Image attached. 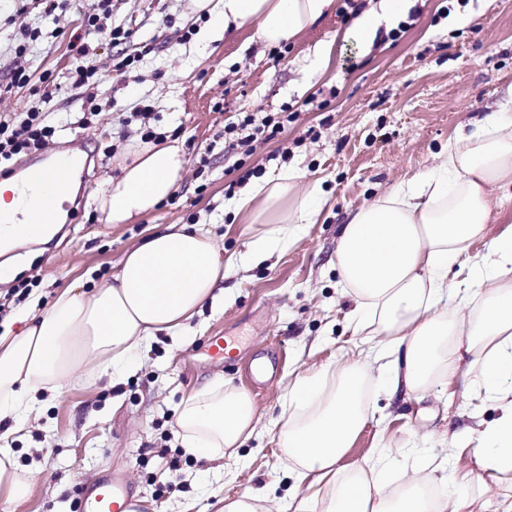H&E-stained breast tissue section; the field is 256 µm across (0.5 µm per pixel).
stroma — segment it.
Listing matches in <instances>:
<instances>
[{
	"instance_id": "35a3bbf8",
	"label": "stroma",
	"mask_w": 512,
	"mask_h": 512,
	"mask_svg": "<svg viewBox=\"0 0 512 512\" xmlns=\"http://www.w3.org/2000/svg\"><path fill=\"white\" fill-rule=\"evenodd\" d=\"M335 2L334 11L282 56L260 43L251 24L212 41L186 71L182 64L192 44L179 41L176 32L202 26L188 17L189 0H114V20L131 36L118 46L98 42L96 102L102 112L84 128L78 119L86 93L67 75L75 62L69 42L83 32L88 0H65L55 21L42 19L32 6L18 14L17 0H0V81L8 77L10 47L21 27L59 32L38 42L28 58L34 77L52 74L59 94L45 101L24 87L0 99V114L34 107L61 128L54 150L19 159V167L50 164L57 151L88 159L75 170L86 202H63L71 216L63 235L27 246L16 274L20 281L37 280L38 307L48 306L58 290L77 286L87 270L117 273L125 254L156 225L214 224L225 253L245 251L250 227L234 216L235 200L225 194L236 174L223 131L238 113L301 108L299 119L265 149L288 147V164L302 186H319L328 200L317 223L306 225L283 254L226 272L223 307L205 308L177 335L160 334L121 383L76 386L49 399L39 426L13 444L19 465L35 471L36 483L22 504L0 499V512H72L77 491H89L112 470L128 474L136 512H176L188 500L195 501L194 512H219L220 499L294 485L278 440L288 383L297 373L338 365L358 341L350 323L353 303L336 286L341 225L378 194L432 171L437 153L460 127L512 99V0H411L407 12L414 20L400 38L382 40L399 25L385 17L379 37L369 42L351 36L357 15L345 0ZM326 43L332 54L322 68L316 54ZM117 55L137 57L130 75L113 70ZM319 90L324 107H304ZM142 98L154 107L155 129L181 139L186 170L154 213L135 224H109L97 199L104 180L118 175L124 145L140 135L139 123L122 119ZM201 153L209 165L200 175ZM201 182L208 188L200 194ZM217 335L236 340L232 361L209 356L207 343ZM278 351L284 365L261 388L249 390L261 435L211 462L186 453L176 428L181 401L217 377L245 389L254 360ZM367 400L376 419L338 466L348 471L385 455L397 483L422 455L472 467L469 455L452 457L442 433L496 416L480 397L453 395L441 386L419 402L391 401L373 391ZM174 464L181 477L175 491L168 487Z\"/></svg>"
}]
</instances>
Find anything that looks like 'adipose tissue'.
<instances>
[{
	"label": "adipose tissue",
	"mask_w": 512,
	"mask_h": 512,
	"mask_svg": "<svg viewBox=\"0 0 512 512\" xmlns=\"http://www.w3.org/2000/svg\"><path fill=\"white\" fill-rule=\"evenodd\" d=\"M335 0H190L209 16L208 37L256 25L268 46L287 43L315 25ZM121 173L106 179L98 205L107 223L128 224L153 212L186 169L182 143L133 139L119 155ZM292 168L251 181L234 211L255 232L246 250L225 255L205 224H166L128 252L119 271L84 275V289H61L45 309L31 311L17 333L0 336V422L12 434L44 414L43 394L73 385L119 381L160 333L183 329L220 300L226 269L248 267L283 253L315 223L327 200L301 187ZM512 200V107L458 132L437 164L353 212L337 238V285L352 296L360 340L340 369L300 373L288 384L289 415L279 430L286 464L308 498L297 512H469L490 488L512 484V231L488 239L504 200ZM56 208L27 206L22 183L0 182V250L23 249L56 231ZM21 221L29 234L10 233ZM488 240L484 253L471 244ZM468 265L466 282L451 281ZM481 396L498 416L478 432L453 434L474 469L456 472L465 497L434 490L446 464L416 460L421 479L389 485L387 467L340 471L338 462L373 420L369 391L423 399L438 385ZM186 451L198 458L240 447L258 433L250 397L214 380L187 399L177 419ZM35 477L14 448L0 445V499L24 502Z\"/></svg>",
	"instance_id": "1"
}]
</instances>
